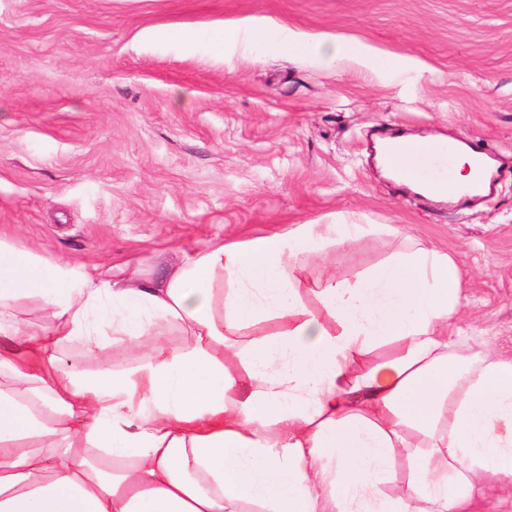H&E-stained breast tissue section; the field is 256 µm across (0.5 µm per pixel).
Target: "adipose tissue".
Returning <instances> with one entry per match:
<instances>
[{"instance_id": "adipose-tissue-1", "label": "adipose tissue", "mask_w": 512, "mask_h": 512, "mask_svg": "<svg viewBox=\"0 0 512 512\" xmlns=\"http://www.w3.org/2000/svg\"><path fill=\"white\" fill-rule=\"evenodd\" d=\"M366 232L217 238L146 284L0 239V339L21 345L0 350V512H466L487 481L512 483V359L451 340L457 260L411 246L361 280L326 276L307 304L296 268ZM28 297L48 326L18 316ZM173 330L192 343L167 347ZM145 336L159 342L132 373L59 356ZM392 341L394 357L361 363ZM402 451L407 492L391 498Z\"/></svg>"}]
</instances>
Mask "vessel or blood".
<instances>
[{"label":"vessel or blood","mask_w":512,"mask_h":512,"mask_svg":"<svg viewBox=\"0 0 512 512\" xmlns=\"http://www.w3.org/2000/svg\"><path fill=\"white\" fill-rule=\"evenodd\" d=\"M455 143L393 137L385 153L387 165L420 187L430 198L441 199L457 192L450 175Z\"/></svg>","instance_id":"obj_1"}]
</instances>
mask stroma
I'll return each instance as SVG.
<instances>
[{
  "mask_svg": "<svg viewBox=\"0 0 512 512\" xmlns=\"http://www.w3.org/2000/svg\"><path fill=\"white\" fill-rule=\"evenodd\" d=\"M395 126L481 139L491 195L404 192L372 159ZM306 223L371 227L297 269L307 303L325 272L433 246L462 266L451 336L512 357V0H0L1 238L144 282ZM155 343L80 368L131 371Z\"/></svg>",
  "mask_w": 512,
  "mask_h": 512,
  "instance_id": "35a3bbf8",
  "label": "stroma"
}]
</instances>
